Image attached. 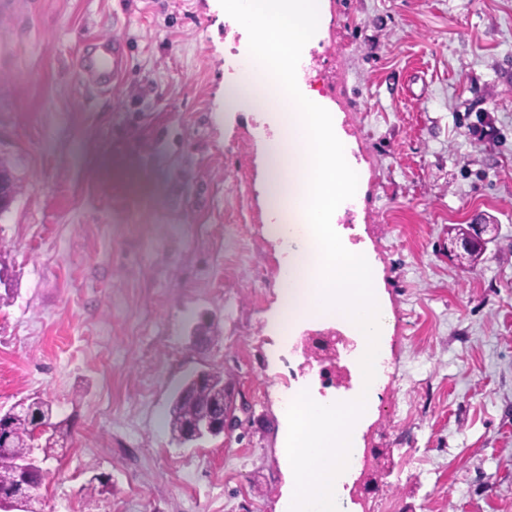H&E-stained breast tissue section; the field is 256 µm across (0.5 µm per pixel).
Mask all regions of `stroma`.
Wrapping results in <instances>:
<instances>
[{"mask_svg":"<svg viewBox=\"0 0 512 512\" xmlns=\"http://www.w3.org/2000/svg\"><path fill=\"white\" fill-rule=\"evenodd\" d=\"M303 52L364 183L336 224L389 303L388 369L353 502L512 512V0H326ZM130 63L111 94L70 64ZM248 34L219 0H0V411L48 400L69 434L32 512H281L277 385L351 398L272 328L287 239L264 147L276 113L224 109ZM166 143L156 147L157 134ZM489 224L479 262L448 229ZM223 372L241 424L181 446L167 417ZM127 62V48L120 38L85 39L73 64V78L83 88L99 92L111 91Z\"/></svg>","mask_w":512,"mask_h":512,"instance_id":"stroma-1","label":"stroma"}]
</instances>
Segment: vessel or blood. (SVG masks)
I'll use <instances>...</instances> for the list:
<instances>
[{"label": "vessel or blood", "instance_id": "obj_1", "mask_svg": "<svg viewBox=\"0 0 512 512\" xmlns=\"http://www.w3.org/2000/svg\"><path fill=\"white\" fill-rule=\"evenodd\" d=\"M128 52L118 37H97L84 40L73 64L76 84L99 92L110 91L126 68Z\"/></svg>", "mask_w": 512, "mask_h": 512}]
</instances>
